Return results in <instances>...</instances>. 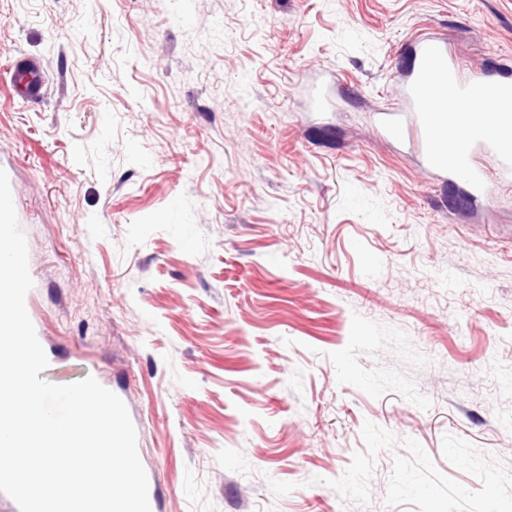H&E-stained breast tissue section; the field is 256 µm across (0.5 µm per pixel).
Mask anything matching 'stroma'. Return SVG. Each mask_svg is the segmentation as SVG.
<instances>
[{"mask_svg":"<svg viewBox=\"0 0 512 512\" xmlns=\"http://www.w3.org/2000/svg\"><path fill=\"white\" fill-rule=\"evenodd\" d=\"M419 34L512 81V0H0L46 380L123 400L153 512H512V178L377 124ZM15 87L22 100L30 101L43 97L44 78L39 65L28 60L13 64Z\"/></svg>","mask_w":512,"mask_h":512,"instance_id":"1","label":"stroma"}]
</instances>
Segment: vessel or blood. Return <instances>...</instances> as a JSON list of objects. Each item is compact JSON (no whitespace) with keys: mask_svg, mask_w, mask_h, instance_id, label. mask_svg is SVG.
<instances>
[{"mask_svg":"<svg viewBox=\"0 0 512 512\" xmlns=\"http://www.w3.org/2000/svg\"><path fill=\"white\" fill-rule=\"evenodd\" d=\"M414 67L402 89V104L379 110L378 121L393 139L417 134L428 166L448 172L473 190H481L486 174L478 152L492 153L500 174L512 175V83L476 71L463 74L445 38L415 37ZM15 87L22 100L43 95L39 65L20 60L13 65ZM456 112H449V105Z\"/></svg>","mask_w":512,"mask_h":512,"instance_id":"1","label":"vessel or blood"}]
</instances>
